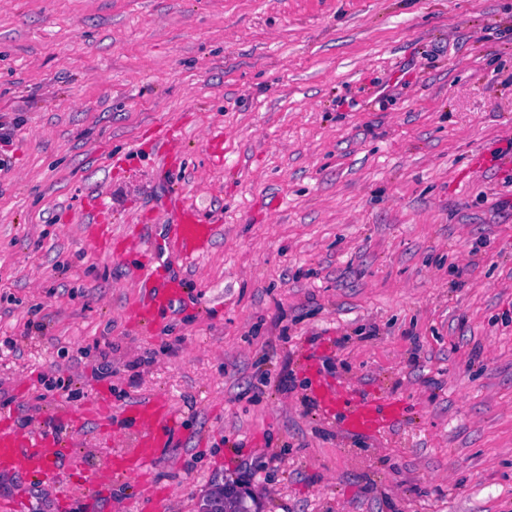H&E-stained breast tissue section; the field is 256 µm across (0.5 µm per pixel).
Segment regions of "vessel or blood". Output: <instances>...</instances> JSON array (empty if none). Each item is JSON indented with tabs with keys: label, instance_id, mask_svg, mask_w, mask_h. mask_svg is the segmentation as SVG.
<instances>
[{
	"label": "vessel or blood",
	"instance_id": "vessel-or-blood-1",
	"mask_svg": "<svg viewBox=\"0 0 512 512\" xmlns=\"http://www.w3.org/2000/svg\"><path fill=\"white\" fill-rule=\"evenodd\" d=\"M168 229L164 238L136 237L129 241L128 251L147 257L148 262L134 272L139 293L134 302L138 320L152 323L161 312L179 303L185 293L180 276L158 277L153 269L162 256L170 255L191 263L205 254L215 238L219 223L202 220L196 209L173 199L167 210ZM310 396L324 413L335 414L344 407L342 429L350 435L379 436L390 431L398 422L399 413L391 398L373 393H356L354 389L337 386L324 377H316ZM136 434L124 449L114 452L107 467L85 473L80 462L72 459L67 442L56 433L40 427L22 432L11 423L0 424V473L18 471L39 482L55 484L59 489L58 506L61 512H71L77 498L74 491L80 480H88L91 491L111 489L114 481L138 473L143 477L146 467L159 457L163 449L172 447L178 433V422L169 403L159 397L142 398L128 406ZM69 459L67 470L59 462ZM142 494L161 501L162 491L149 480L141 482Z\"/></svg>",
	"mask_w": 512,
	"mask_h": 512
}]
</instances>
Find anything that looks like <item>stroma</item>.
Wrapping results in <instances>:
<instances>
[{
    "label": "stroma",
    "mask_w": 512,
    "mask_h": 512,
    "mask_svg": "<svg viewBox=\"0 0 512 512\" xmlns=\"http://www.w3.org/2000/svg\"><path fill=\"white\" fill-rule=\"evenodd\" d=\"M0 128V419L170 400V512L241 457L261 512H512V0H0ZM161 129L185 142L164 167ZM175 186L223 230L166 262L189 294L146 328L140 257L86 212L112 189L113 233L159 237ZM63 346L110 349L111 384L70 362L44 392ZM314 351L398 428L342 434L306 395ZM59 431L95 466L133 434ZM0 497L58 509L19 474ZM94 509L155 512L135 476Z\"/></svg>",
    "instance_id": "obj_1"
}]
</instances>
